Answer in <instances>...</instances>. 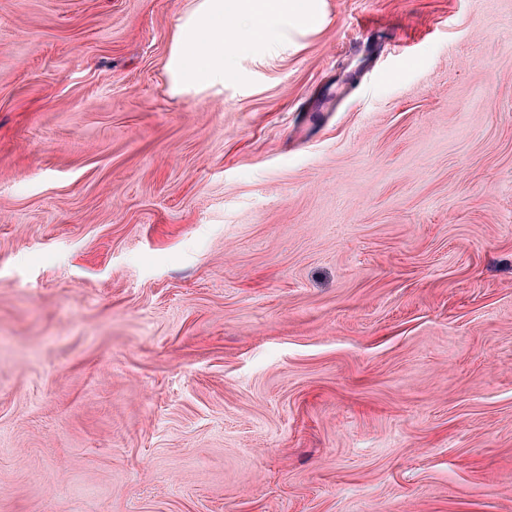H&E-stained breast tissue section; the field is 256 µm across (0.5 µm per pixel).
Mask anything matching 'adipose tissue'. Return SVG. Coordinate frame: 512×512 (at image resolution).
I'll return each instance as SVG.
<instances>
[{"mask_svg": "<svg viewBox=\"0 0 512 512\" xmlns=\"http://www.w3.org/2000/svg\"><path fill=\"white\" fill-rule=\"evenodd\" d=\"M308 0H192L179 13L165 63L168 89L179 96L223 85L227 60L256 37L281 41L303 23Z\"/></svg>", "mask_w": 512, "mask_h": 512, "instance_id": "obj_1", "label": "adipose tissue"}]
</instances>
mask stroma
Masks as SVG:
<instances>
[{
    "label": "stroma",
    "mask_w": 512,
    "mask_h": 512,
    "mask_svg": "<svg viewBox=\"0 0 512 512\" xmlns=\"http://www.w3.org/2000/svg\"><path fill=\"white\" fill-rule=\"evenodd\" d=\"M190 2L0 0V512H512V0ZM310 0H192L179 13L165 63L168 89L179 96L224 87L227 60L261 35L280 42L288 20L303 23Z\"/></svg>",
    "instance_id": "obj_1"
}]
</instances>
